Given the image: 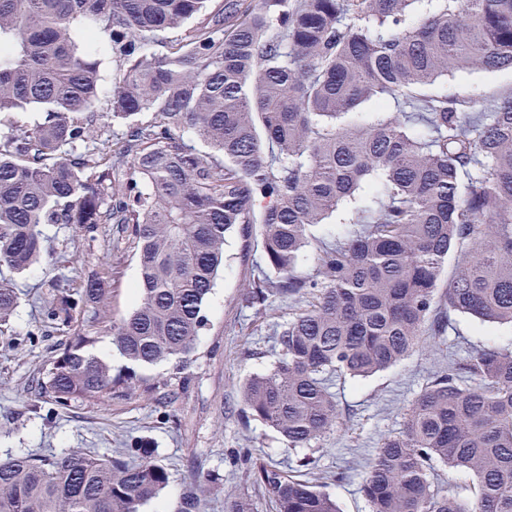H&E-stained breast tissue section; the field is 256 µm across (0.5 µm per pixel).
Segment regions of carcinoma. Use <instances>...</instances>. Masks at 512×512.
Masks as SVG:
<instances>
[{"instance_id":"carcinoma-1","label":"carcinoma","mask_w":512,"mask_h":512,"mask_svg":"<svg viewBox=\"0 0 512 512\" xmlns=\"http://www.w3.org/2000/svg\"><path fill=\"white\" fill-rule=\"evenodd\" d=\"M211 2L0 0V334L19 304L12 276L46 252L41 225L117 224L139 256L138 303L114 316L109 270L49 284L46 318L71 337L46 387L61 405L152 393L136 368L186 361L228 234L256 227L265 270L242 289L247 306H304L276 326L278 359L244 382L241 413L311 448L344 420L332 376L393 366L424 335L444 338L452 312L512 325V93L477 108L427 92L456 71L512 70V0H435L421 18V0ZM101 38L117 70L102 109ZM370 100L394 110L337 123ZM101 118L126 130L103 140ZM371 178L379 207L354 212L316 275H298L311 229ZM106 337L129 362L115 373L97 352ZM435 462L475 478L474 502L434 484ZM248 477L275 512H338L274 465ZM169 479L144 445L21 449L0 459V512H140ZM360 492L370 512H512V339L430 378L405 429L375 443ZM208 493L202 477L180 512H202ZM224 512L251 500L228 489Z\"/></svg>"}]
</instances>
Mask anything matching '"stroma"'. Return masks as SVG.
<instances>
[{
    "label": "stroma",
    "mask_w": 512,
    "mask_h": 512,
    "mask_svg": "<svg viewBox=\"0 0 512 512\" xmlns=\"http://www.w3.org/2000/svg\"><path fill=\"white\" fill-rule=\"evenodd\" d=\"M431 91L486 105L512 91V70L457 72L438 79ZM41 230L52 255L17 275L21 302L10 331L0 335V457L21 448L39 457L68 448L113 455L144 441L155 448L170 482L141 512H178L182 497L202 476L213 481L206 512H224L228 485L250 497L254 512H273L268 499L248 482L243 462L264 461L291 470L299 454L259 422H245L241 387L249 376L272 367L277 358L273 328L299 304L278 299L258 315L247 308L241 284L257 275L260 247L231 233L227 267L204 305L207 324L188 360L180 367L170 361L139 369L141 376L161 382L154 398L60 407L45 388L50 363L68 338L44 321L53 287H75L100 268L111 267L112 310L126 315L135 306L130 288L139 275V258L110 224L99 225L91 236L74 233L65 224H45ZM511 335V327L456 315L446 339H424L407 359L368 379L337 381L338 404L351 420L310 454L314 478L335 497L341 512H369L359 487L372 447L403 430L412 398L434 370L447 365L449 352H472L495 337ZM341 471L346 480H337Z\"/></svg>",
    "instance_id": "1"
}]
</instances>
